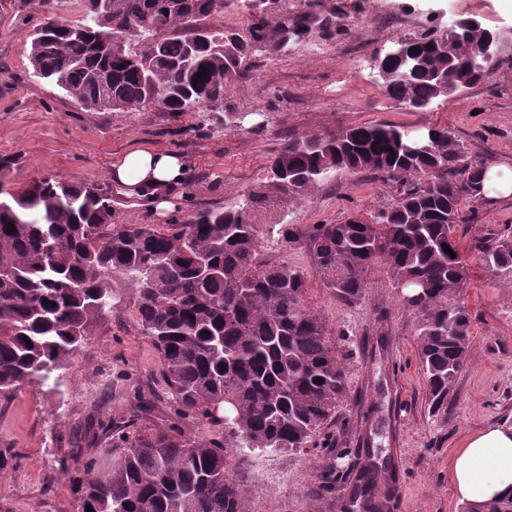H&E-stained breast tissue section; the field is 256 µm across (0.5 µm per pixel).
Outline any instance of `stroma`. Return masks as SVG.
I'll return each mask as SVG.
<instances>
[{
  "mask_svg": "<svg viewBox=\"0 0 512 512\" xmlns=\"http://www.w3.org/2000/svg\"><path fill=\"white\" fill-rule=\"evenodd\" d=\"M314 10L331 18L332 26L313 30L287 54L252 60L224 94L225 110L240 115L237 125L228 126L223 112H99L74 103L29 76V35L49 13L80 23L82 0H0V190L16 191L52 175L100 186L120 220L181 224L203 207H234L268 181L269 160L288 138L361 125L445 127L468 158L489 168L512 167V11L501 0H315ZM466 17L500 36L492 76L423 111L391 99L375 69L391 43ZM135 147L187 160L189 180L176 208L147 207L111 185L112 165ZM397 194V185L378 174L342 172L305 199L285 204L277 219L333 224L348 215L368 216ZM461 210L465 222L455 238L469 270L463 299L472 317V346L447 420L427 415L416 323L398 304L386 273L373 270L364 298L351 308L310 276V304L347 334L337 349L349 360V397L308 453L234 455L231 477L246 491V512H308L313 501L321 512H352L354 474L371 448L391 463L382 512H458L450 457L468 435L512 426V277L493 274L473 249L477 239L512 225V195L483 205L466 201ZM112 286L118 307L96 325L77 358L47 380L0 397V448L16 453L0 478V512H77L59 463L82 465L73 437L97 414L136 418L144 430L168 419L164 403L139 409V397L151 394L159 359L139 331L123 279ZM338 455L349 475L333 490H319L320 474Z\"/></svg>",
  "mask_w": 512,
  "mask_h": 512,
  "instance_id": "obj_1",
  "label": "stroma"
}]
</instances>
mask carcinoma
I'll list each match as a JSON object with an SVG mask.
<instances>
[{"instance_id": "carcinoma-1", "label": "carcinoma", "mask_w": 512, "mask_h": 512, "mask_svg": "<svg viewBox=\"0 0 512 512\" xmlns=\"http://www.w3.org/2000/svg\"><path fill=\"white\" fill-rule=\"evenodd\" d=\"M79 24H41L30 41V76L51 82L79 105L109 112H224V92L251 59L283 55L312 24L330 20L284 10L244 31L209 26L217 0H83ZM112 17L123 49L105 50L100 20ZM495 34L451 25L403 39L418 47V72H391L386 93L409 110L428 107L435 74L468 87L493 69L472 71L470 47ZM207 70L193 83L197 73ZM270 180L232 208H202L182 224L116 222L96 185L44 176L0 196V396L47 378L79 354L112 313V277L134 295L137 322L158 353L152 395L179 420L204 418L224 432L191 437L178 423L147 432L105 416L97 430L112 447L74 451L82 468L60 465L78 512H245V491L230 475L238 450L300 454L336 419L348 395L347 358L335 332L308 303L304 268L261 257L263 233L305 248L322 285L353 307L377 266L413 296L398 302L416 320V351L428 416L445 421L448 399L470 358L472 317L462 301L468 268L443 245L463 223L460 203L488 201L485 165L466 159L448 128L356 126L292 137L270 158ZM338 171H369L400 184L399 197L335 224H259L302 200ZM14 227L8 233L6 228ZM56 245L45 253L46 241ZM486 266L512 272V232L476 242ZM32 341L27 346L26 341ZM384 472L359 471L354 492L383 494Z\"/></svg>"}]
</instances>
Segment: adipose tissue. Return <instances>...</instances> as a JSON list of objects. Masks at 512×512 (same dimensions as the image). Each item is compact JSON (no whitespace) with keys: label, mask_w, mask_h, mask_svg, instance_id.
Masks as SVG:
<instances>
[{"label":"adipose tissue","mask_w":512,"mask_h":512,"mask_svg":"<svg viewBox=\"0 0 512 512\" xmlns=\"http://www.w3.org/2000/svg\"><path fill=\"white\" fill-rule=\"evenodd\" d=\"M185 171L181 155L138 148L114 164L110 178L126 195L166 207ZM450 481L459 498L474 503L512 494V427L489 426L468 437L452 458Z\"/></svg>","instance_id":"ef3b65f1"}]
</instances>
